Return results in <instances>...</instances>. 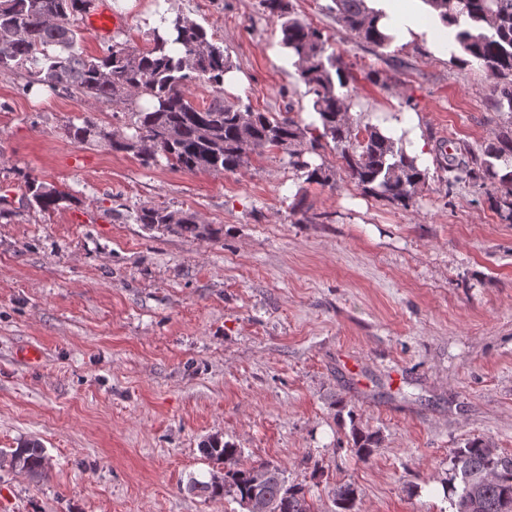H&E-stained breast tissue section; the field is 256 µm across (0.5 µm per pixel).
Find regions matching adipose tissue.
Instances as JSON below:
<instances>
[{"label": "adipose tissue", "instance_id": "ef3b65f1", "mask_svg": "<svg viewBox=\"0 0 512 512\" xmlns=\"http://www.w3.org/2000/svg\"><path fill=\"white\" fill-rule=\"evenodd\" d=\"M366 5L382 14V23L387 33L393 35L394 45L423 41L438 56L447 55L451 44L449 29L439 18H426L416 8H402L399 0H366Z\"/></svg>", "mask_w": 512, "mask_h": 512}]
</instances>
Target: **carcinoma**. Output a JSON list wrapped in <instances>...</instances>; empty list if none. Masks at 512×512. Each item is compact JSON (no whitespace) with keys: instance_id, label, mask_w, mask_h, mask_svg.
Here are the masks:
<instances>
[{"instance_id":"1","label":"carcinoma","mask_w":512,"mask_h":512,"mask_svg":"<svg viewBox=\"0 0 512 512\" xmlns=\"http://www.w3.org/2000/svg\"><path fill=\"white\" fill-rule=\"evenodd\" d=\"M329 10L337 22L362 42L377 47L391 44L379 26V16L365 0H332ZM454 33L451 61H477L492 81L489 107L508 116L512 124V0H423ZM89 0H0V72L27 67V87L65 88L82 96L121 105L129 114V134H112V150L131 152L142 162L162 157L174 169L234 172L253 154L286 149L288 165L306 182L326 185L323 165L309 161L333 146L351 180L380 198L405 209L416 203L426 171L383 130L353 125L349 84L354 80L330 39L301 19L290 0H260L270 16L281 20V45L311 96L313 121L305 128L288 112H259L241 101L224 103V74L233 68L224 48L200 24L180 15L161 18L165 33L152 30L144 50L114 44L100 57L77 50L75 17ZM196 83L213 88L209 103L197 106L186 94ZM89 120L67 128V136L84 143L95 134ZM467 158L444 167L448 186L478 184L499 178L504 192L491 201L501 221L512 223V172L498 175L495 162L512 159V136L504 135L476 152L461 148ZM28 204L50 211L69 195L36 177L27 180ZM130 218L149 233L187 239L212 238L219 230L201 223L195 214L161 206H143ZM353 449L362 458L379 444L376 433L352 428ZM203 454L224 465L209 479L194 476L187 490L205 497L231 495L242 508L262 499L270 512H313L305 488L290 484L271 463L245 467L242 451L219 437L202 444ZM33 479L46 475L48 459L41 443L23 440L0 464ZM461 492L455 508L468 501L469 512H512V457L499 456L481 439L468 442L453 455ZM334 512H357L358 490L342 482L332 488Z\"/></svg>"}]
</instances>
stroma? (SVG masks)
<instances>
[{
    "mask_svg": "<svg viewBox=\"0 0 512 512\" xmlns=\"http://www.w3.org/2000/svg\"><path fill=\"white\" fill-rule=\"evenodd\" d=\"M106 2L123 24L82 30L86 55L147 47L159 12L180 14L244 76L226 101L311 123L259 0ZM291 2L352 72L354 125L415 118L428 178L414 207L357 186L331 149L326 186L284 150L233 173L146 166L112 151L124 116L111 104L0 72V450L34 437L50 463L38 483L0 469V512H243L186 488L215 469L199 449L212 436L243 464L279 466L314 512H334L339 482L357 486L358 512H453L441 484L455 449L480 438L512 457V224L489 200L498 181L446 189L439 148L477 150L512 126L487 110L479 64L379 48L337 24L331 0ZM87 116L98 135L72 142L67 125ZM31 177L68 200L29 207ZM144 204L224 233L149 237L128 218ZM23 343L43 350L38 368L16 359ZM355 426L379 435L369 460Z\"/></svg>",
    "mask_w": 512,
    "mask_h": 512,
    "instance_id": "1",
    "label": "stroma"
}]
</instances>
